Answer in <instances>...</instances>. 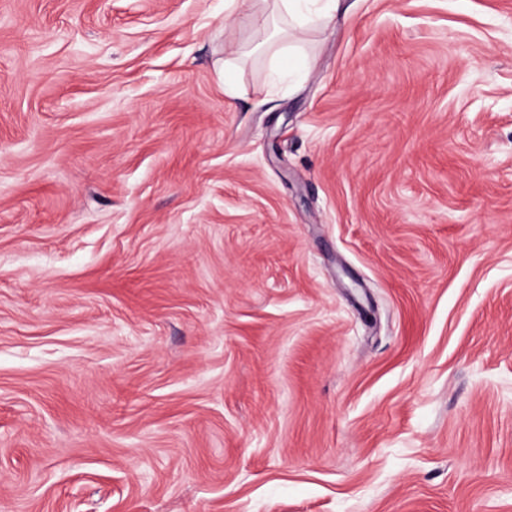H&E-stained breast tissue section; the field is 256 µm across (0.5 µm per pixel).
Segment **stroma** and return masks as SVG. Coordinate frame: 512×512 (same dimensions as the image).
<instances>
[{"mask_svg":"<svg viewBox=\"0 0 512 512\" xmlns=\"http://www.w3.org/2000/svg\"><path fill=\"white\" fill-rule=\"evenodd\" d=\"M224 2L0 0V512H512V0ZM308 0H273L272 12L285 24V36L269 45L277 59H296L298 44L303 40L307 28L322 20L332 19V9L318 13L305 12L302 2Z\"/></svg>","mask_w":512,"mask_h":512,"instance_id":"1","label":"stroma"}]
</instances>
